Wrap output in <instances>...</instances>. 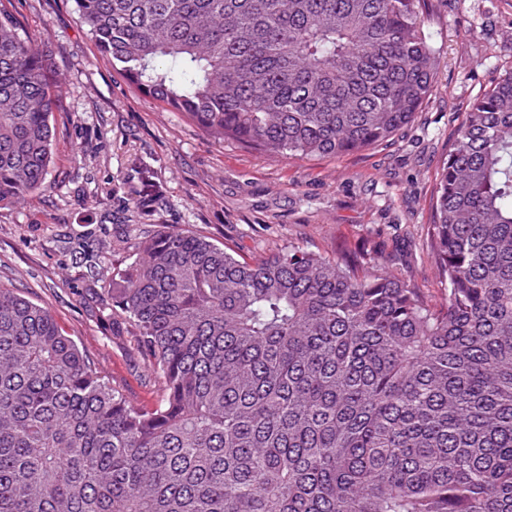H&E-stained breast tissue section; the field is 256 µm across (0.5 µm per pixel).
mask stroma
<instances>
[{"instance_id": "1", "label": "stroma", "mask_w": 512, "mask_h": 512, "mask_svg": "<svg viewBox=\"0 0 512 512\" xmlns=\"http://www.w3.org/2000/svg\"><path fill=\"white\" fill-rule=\"evenodd\" d=\"M0 10L45 39L63 98L48 188L0 208V283L48 308L129 396L159 399L132 328L105 304L113 269L151 232L193 230L249 260L291 242L332 255L372 241L443 298L423 247L430 199L469 102L512 64V0H428L431 94L388 143L338 158L267 156L207 135L113 67L73 0H0ZM133 197L146 208L127 210Z\"/></svg>"}]
</instances>
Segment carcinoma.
<instances>
[{
    "mask_svg": "<svg viewBox=\"0 0 512 512\" xmlns=\"http://www.w3.org/2000/svg\"><path fill=\"white\" fill-rule=\"evenodd\" d=\"M99 49L267 155L382 145L430 95L427 0H75ZM51 55L0 11V206L48 188ZM437 305L394 259L255 261L171 228L112 277L161 400L0 284V512H512V67L436 176Z\"/></svg>",
    "mask_w": 512,
    "mask_h": 512,
    "instance_id": "obj_1",
    "label": "carcinoma"
}]
</instances>
